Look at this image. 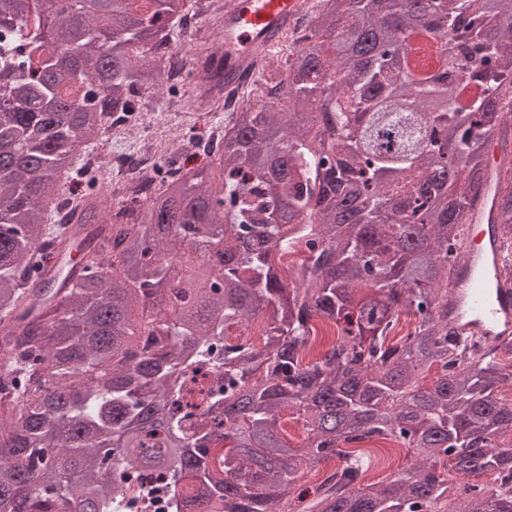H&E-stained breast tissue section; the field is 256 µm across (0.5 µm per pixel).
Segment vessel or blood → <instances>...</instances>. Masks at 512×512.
Instances as JSON below:
<instances>
[{
    "label": "vessel or blood",
    "mask_w": 512,
    "mask_h": 512,
    "mask_svg": "<svg viewBox=\"0 0 512 512\" xmlns=\"http://www.w3.org/2000/svg\"><path fill=\"white\" fill-rule=\"evenodd\" d=\"M305 7L304 0H225L223 17L200 29L201 37L219 43L216 53L195 59L208 84L229 92L253 79L262 53L276 46ZM462 248L467 260L448 289L449 326L487 346L511 339L512 280L490 270L500 244L480 214L471 215Z\"/></svg>",
    "instance_id": "vessel-or-blood-1"
}]
</instances>
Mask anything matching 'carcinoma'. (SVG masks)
<instances>
[{
    "label": "carcinoma",
    "instance_id": "carcinoma-1",
    "mask_svg": "<svg viewBox=\"0 0 512 512\" xmlns=\"http://www.w3.org/2000/svg\"><path fill=\"white\" fill-rule=\"evenodd\" d=\"M197 0H0V512H512V339L471 350L448 286L484 182L512 277V0H312L218 137L108 212L79 152L176 73ZM498 150L490 166L487 147ZM80 240L82 271L49 276ZM305 245L287 283L277 256ZM202 265L194 266L195 259ZM264 321V343L245 331ZM412 328L393 336L400 316ZM336 339L311 356L317 324ZM211 366L224 385L188 389ZM437 369L430 386L424 370ZM303 416L306 445L278 433ZM413 453L369 483L357 445ZM339 464L310 499L292 487ZM499 485L463 486L438 464ZM112 471V479L102 477ZM450 465L451 463H448V476L446 473L443 474L445 478H448V502H454V499H457L460 488L463 487L466 482L480 485L487 489H495L497 486V482H493V479H490L489 475L491 474L474 475L463 479L457 472L450 468Z\"/></svg>",
    "mask_w": 512,
    "mask_h": 512
}]
</instances>
